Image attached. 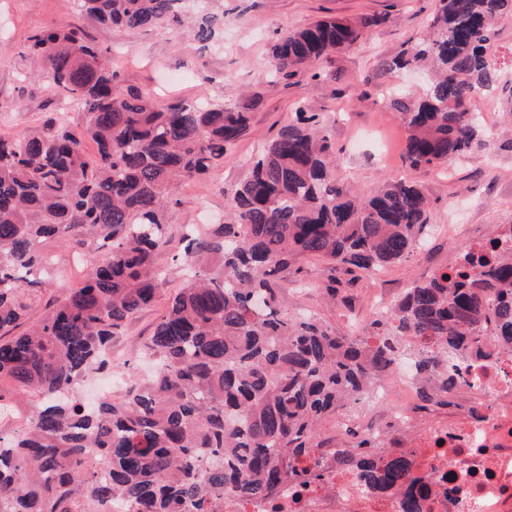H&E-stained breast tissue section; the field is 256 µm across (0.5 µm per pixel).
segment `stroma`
Instances as JSON below:
<instances>
[{
	"label": "stroma",
	"mask_w": 512,
	"mask_h": 512,
	"mask_svg": "<svg viewBox=\"0 0 512 512\" xmlns=\"http://www.w3.org/2000/svg\"><path fill=\"white\" fill-rule=\"evenodd\" d=\"M436 0H224V24L213 41L188 44L177 27L130 30L100 24L77 14L66 0H0V134L19 135L57 118L72 128L84 122L81 111L65 105L48 76H34L36 63L25 52L27 38L44 27L75 25L106 56L121 89L152 94L164 104L211 101L243 105L260 96L249 126L224 155V162L200 178L183 180L178 206L167 213L177 230L205 221L227 222L224 192L246 178L249 159L294 117L296 105L318 113L330 127L339 157L336 179L364 194L385 181L414 177L432 201L431 229L424 243L403 262L373 275L345 282L335 303L321 293L327 264L303 259L300 281H285L277 305L293 315L314 316L345 336L373 335L369 298L382 293L396 303L413 282L428 279L463 254L477 239L497 236L512 225V91L482 96L481 108L495 131L485 150L438 168L412 170L404 153L406 131L390 107L387 90L422 93L426 74L414 67L388 74L387 61L410 53L421 40ZM379 17L366 37L325 64L319 79L299 74L276 76L268 62L277 33L322 17ZM50 249L57 260L44 274L35 298L37 311L81 287L92 265L105 259L92 253L76 265L65 245ZM168 303L156 298L112 339V356L128 361L133 375L143 372L140 351Z\"/></svg>",
	"instance_id": "1"
}]
</instances>
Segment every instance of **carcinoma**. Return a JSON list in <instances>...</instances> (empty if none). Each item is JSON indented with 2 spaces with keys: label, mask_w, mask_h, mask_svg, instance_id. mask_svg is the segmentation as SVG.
Here are the masks:
<instances>
[{
  "label": "carcinoma",
  "mask_w": 512,
  "mask_h": 512,
  "mask_svg": "<svg viewBox=\"0 0 512 512\" xmlns=\"http://www.w3.org/2000/svg\"><path fill=\"white\" fill-rule=\"evenodd\" d=\"M218 2L188 15L185 0H79L77 12L129 29L176 24L203 44L223 22ZM509 16L512 0H438L413 53L386 63L391 72L419 63L433 73L420 96L389 95L413 168L484 147L472 104L505 78L491 46ZM378 23L363 15L286 30L270 66L286 78L303 70L316 78ZM27 50L85 123L79 132L47 122L0 135V379L42 398L19 432L0 436V512H93L91 502L116 499L127 512H221L226 495L269 497L314 447L322 423L389 376L398 356L425 375L426 401L455 391L448 360L459 369L474 352L512 348V253L495 245L413 283L389 316L373 320V343L277 306L281 282L301 273L295 264L304 256L329 264L323 291L333 300L336 269L371 274L401 261L423 242L431 206L410 180L369 195L336 185L330 129L300 106L246 179L224 191L232 222L181 234L185 285L143 344L152 375L85 409L79 387L116 368L107 357L112 337L166 285L156 255L172 241L166 212L179 204V182L224 162L260 97L241 107H165L148 93L123 92L76 26L46 27ZM50 238L78 255L103 247L108 255L33 321L28 287L50 263L41 249ZM487 292L500 295L489 310ZM355 447L343 465L375 494L402 492V512H422L411 454L380 463L368 441ZM90 454L103 474L85 468Z\"/></svg>",
  "instance_id": "obj_1"
}]
</instances>
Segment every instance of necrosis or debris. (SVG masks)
I'll return each mask as SVG.
<instances>
[{
  "instance_id": "4bbe7bcc",
  "label": "necrosis or debris",
  "mask_w": 512,
  "mask_h": 512,
  "mask_svg": "<svg viewBox=\"0 0 512 512\" xmlns=\"http://www.w3.org/2000/svg\"><path fill=\"white\" fill-rule=\"evenodd\" d=\"M461 389L479 396L467 414L416 432L410 446L415 472L436 473L424 512H512V352L470 356ZM422 407L421 388L406 359L395 375L371 385L349 418L357 432L387 443L390 422L411 424ZM323 480H311L313 468ZM400 494L370 493L356 472L336 462L334 447L311 449L273 497H225L224 512H400Z\"/></svg>"
}]
</instances>
